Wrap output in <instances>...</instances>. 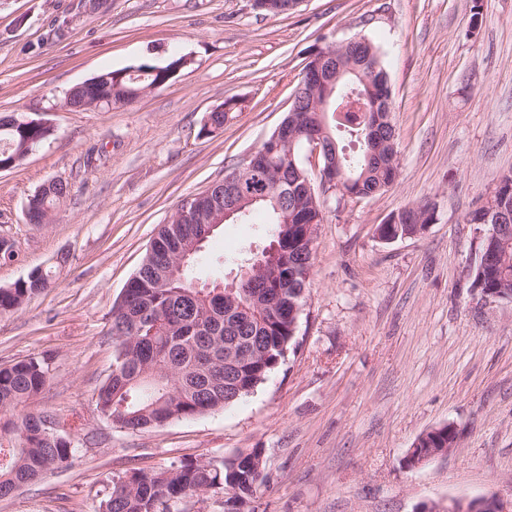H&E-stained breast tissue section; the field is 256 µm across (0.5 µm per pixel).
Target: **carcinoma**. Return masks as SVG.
<instances>
[{
  "mask_svg": "<svg viewBox=\"0 0 512 512\" xmlns=\"http://www.w3.org/2000/svg\"><path fill=\"white\" fill-rule=\"evenodd\" d=\"M376 69L374 87L383 95L388 75L379 47L366 40ZM167 76L154 73L144 63L134 75L121 81L120 90L152 89L166 82ZM352 88L334 93L327 112L328 129L336 141V174L351 197L390 187L398 174V134L394 125L383 128L385 142L380 159L370 157L365 131L370 112L353 107L337 111ZM236 103L224 102V111L215 115L211 134L233 118ZM51 128H14L0 120V164L17 166L22 161V145L31 140L46 141ZM301 145L275 151L262 143L258 151L269 154L267 187L278 188L283 205L260 200L236 214L246 219L254 210L265 213L271 226L270 241L288 235V244L277 261L278 270L257 277L244 291L227 296L216 288H197L190 271L197 254L186 261L183 271L167 278L170 264L188 232H201L202 224L184 223L175 211L159 226L141 266L126 285L122 304L112 306V371L95 393L96 410L111 424L120 419L134 423L139 430L162 427L175 419L199 415L197 407L215 411L252 393L267 379L285 357L296 335L291 317L294 307L303 306L306 283L293 272L313 265V249L302 242L300 231L282 230L284 224H316L323 221V204L316 186L310 190L277 184L279 168L287 156L302 165ZM71 190L52 187L38 201L39 210L48 213L70 196ZM416 224H380L383 236L417 233ZM483 270L484 287L512 289V245L490 246L481 239L473 271ZM49 273L33 270L25 279L0 287V315L14 312L33 295L49 285ZM254 340L261 351L258 359L239 366V392L224 395V343L239 338ZM51 379V357L42 355L0 366V490L9 497L21 487L70 465L75 453L74 437L80 431L76 421L56 418V434L48 437L39 426L40 415L18 413V408L39 394ZM261 451H240L220 462L184 458L159 470L132 469L112 477V486L101 501V512H168L171 503L222 489L230 494L224 512H240L261 482L255 477L254 458Z\"/></svg>",
  "mask_w": 512,
  "mask_h": 512,
  "instance_id": "cac0c4a2",
  "label": "carcinoma"
}]
</instances>
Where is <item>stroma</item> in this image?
<instances>
[{
  "mask_svg": "<svg viewBox=\"0 0 512 512\" xmlns=\"http://www.w3.org/2000/svg\"><path fill=\"white\" fill-rule=\"evenodd\" d=\"M323 37L379 46L398 178L367 198L328 197L295 339L253 393L149 431L113 427L94 404L112 370L113 303L182 200L278 127ZM174 55L189 64L162 88L109 108L66 105L102 71ZM231 98L233 119L204 134L208 112ZM1 114L53 133L0 172V236L20 250L0 265V285L52 272L48 288L0 315V365L52 355V378L26 409L78 417L84 430L69 468L0 499V512H98L119 473L251 448L265 484L250 512H415L489 494L512 505V302L471 290L480 231L464 221L512 171V0H302L279 17L250 0H101L92 12L79 0H0ZM51 179L70 196L51 223H26L30 196ZM405 206L435 218L378 239ZM266 229L260 213L223 224L202 249L198 284L232 279L235 256ZM448 423L456 449L406 468L417 437Z\"/></svg>",
  "mask_w": 512,
  "mask_h": 512,
  "instance_id": "1",
  "label": "stroma"
}]
</instances>
